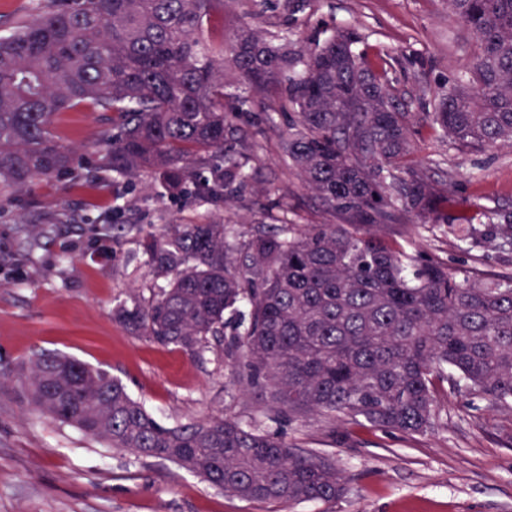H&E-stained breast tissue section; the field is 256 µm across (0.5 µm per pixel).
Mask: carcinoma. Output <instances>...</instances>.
Returning <instances> with one entry per match:
<instances>
[{
	"mask_svg": "<svg viewBox=\"0 0 512 512\" xmlns=\"http://www.w3.org/2000/svg\"><path fill=\"white\" fill-rule=\"evenodd\" d=\"M224 2L47 0L0 36V190L73 170L75 150L50 127L56 113L112 112V172L148 173L171 196L200 185L215 209L140 237L163 284L113 309L132 333L193 358L219 349L237 382L269 390L290 417L423 434L446 384L512 409V283L458 281L382 234L415 216L473 248L512 247L511 206L459 211L448 185L411 160L425 126L468 151L512 145V0H448L477 52L471 77L449 82L420 122L393 85L395 58L369 54L357 29L312 47L276 23L211 34ZM229 74L251 95L227 101ZM256 107L265 128L239 125ZM267 131L338 223L296 224L286 207L243 233L224 223ZM227 315L240 318L230 336ZM20 382L30 410L226 494L289 509L347 492L329 457L220 417L167 427L120 380L75 359L37 354Z\"/></svg>",
	"mask_w": 512,
	"mask_h": 512,
	"instance_id": "obj_1",
	"label": "carcinoma"
}]
</instances>
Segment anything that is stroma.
<instances>
[{"instance_id":"35a3bbf8","label":"stroma","mask_w":512,"mask_h":512,"mask_svg":"<svg viewBox=\"0 0 512 512\" xmlns=\"http://www.w3.org/2000/svg\"><path fill=\"white\" fill-rule=\"evenodd\" d=\"M345 26L396 58L395 84L419 112L469 72L476 49L446 0H313L290 29L312 43ZM111 128L108 113L56 114L52 131L78 148V171L0 191V512H278L276 504L225 495L169 461L137 458L29 411L17 376L38 353L109 371L166 425L211 417L254 423L292 447L333 457L347 493L294 512H512V410L447 386L438 395L440 418L423 434L319 414L290 420L269 411L263 390L235 384L216 352L193 359L116 322V305L151 295L138 234L199 220L211 206L201 196L160 194L150 177L99 168ZM414 158L451 183L466 209L512 203L510 147L471 153L427 131ZM252 174L250 189L224 214L236 231L249 210L279 203L297 223H332L284 163L277 136L264 138ZM107 224L112 232H104ZM396 239L448 264L457 280L512 281V248L473 249L444 225L418 222L400 227Z\"/></svg>"}]
</instances>
